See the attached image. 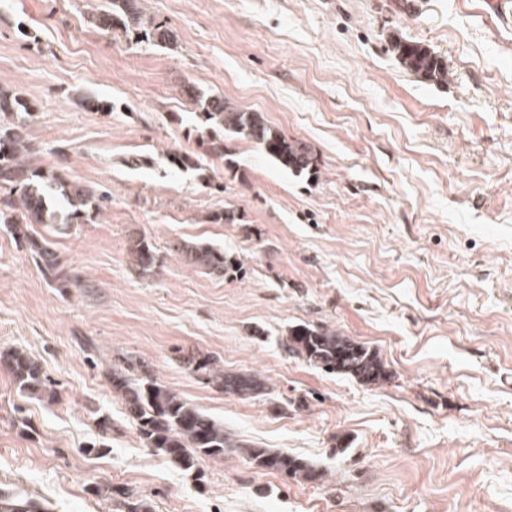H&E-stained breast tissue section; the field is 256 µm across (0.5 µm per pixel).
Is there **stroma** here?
<instances>
[{"label": "stroma", "instance_id": "1", "mask_svg": "<svg viewBox=\"0 0 512 512\" xmlns=\"http://www.w3.org/2000/svg\"><path fill=\"white\" fill-rule=\"evenodd\" d=\"M486 2L139 0L175 35L165 48L92 25L105 0H0V84L37 107L31 163L109 195L55 237L81 288L49 286L0 226V352H28L57 392L22 393L0 367V491L53 512H124L107 487L152 512H512V23ZM396 32L443 57L447 85L398 65ZM192 90L307 144L317 181L236 139L239 176L219 158L205 180L173 166L199 149ZM228 208L237 223L211 222ZM133 235L156 246L154 276L135 270ZM182 239L239 271L187 265ZM300 323L378 350L387 381L290 354ZM188 352L268 389L224 394ZM131 355L234 440L303 457L322 480L236 452L174 467L110 384L109 362Z\"/></svg>", "mask_w": 512, "mask_h": 512}]
</instances>
